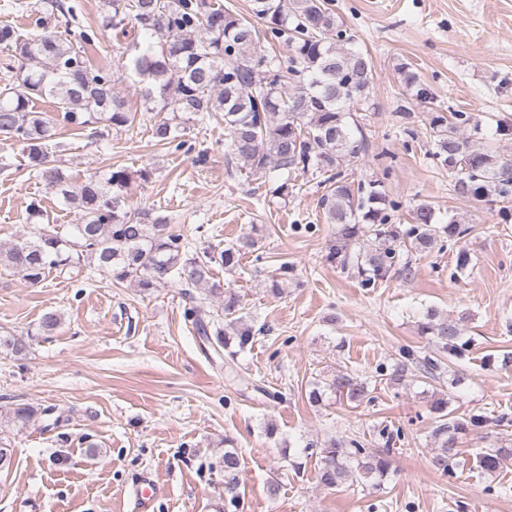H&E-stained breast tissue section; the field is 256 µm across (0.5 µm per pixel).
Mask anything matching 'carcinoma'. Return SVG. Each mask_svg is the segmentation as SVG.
<instances>
[{
	"mask_svg": "<svg viewBox=\"0 0 512 512\" xmlns=\"http://www.w3.org/2000/svg\"><path fill=\"white\" fill-rule=\"evenodd\" d=\"M250 16L240 15L214 0H109L111 25L129 21L152 32L157 48H150L121 65L143 85L147 102H160L171 118L152 127L151 136L161 146H182L180 127L191 116L222 119L229 154L241 168L257 179L272 167L291 172H311L324 193L320 198L327 223L336 233L327 246L325 261L353 274L361 287L376 288L395 273L414 276L412 253L445 247L440 237L457 243L468 234L454 218L442 227L435 223L432 204L416 205L412 223H392L402 203L393 198L380 179L358 178L345 167L368 150V140L358 124H350L358 106L365 102L372 84V58L353 49L355 35L339 24L328 0H250ZM61 0H47L38 17L41 32L23 37L9 26L0 27V44L9 47L4 63V85L0 86V137L24 145L26 168L56 188L64 204L79 208L78 223L66 239L49 230L22 243L0 244V273L37 284L45 272L78 279L85 269L104 273L113 280H138L141 288H158L178 278L190 307L187 316L196 333L215 336L227 345L221 317L208 310L202 299L190 292L207 284L210 267L220 263L233 267L256 246L244 235L223 250L208 247L190 253L182 235L168 230L165 219L146 223L148 214L131 212L125 189L131 180L119 168L103 175L93 173L72 186L52 165L48 146L59 124L78 129L104 123L112 128L129 126L135 115L112 93V67L92 59L94 39L86 32L66 38L49 21L66 16ZM264 22L255 28L251 18ZM284 44L288 55L265 53L264 44ZM50 99L59 112L50 116L38 102ZM430 127L435 140L432 159L455 173L456 183L466 187L460 194L476 202L512 196V159L476 146L459 126L437 112ZM209 294L224 296V317L246 347L255 328L239 316L242 301L230 290L215 285ZM421 335L437 350L460 357L466 344L460 342L462 328L430 308L419 324ZM29 347L21 336H0V349L21 354ZM434 376L441 360L421 357L405 348L392 371L379 367L376 373L399 384L409 368ZM326 388L346 400L372 402L367 382L349 373H338ZM448 400H431L438 414L433 429V464L444 475L459 466L458 435L479 430L504 417L472 414L456 420L445 414ZM46 411L19 403L5 412L8 422L27 427ZM382 448H365L361 437L309 442L302 453L319 456L318 483L328 489L361 479L382 480L390 473V454L404 438L399 427L383 426ZM512 461V448H491L477 459L487 474L500 471ZM224 495L238 506L240 458L224 451Z\"/></svg>",
	"mask_w": 512,
	"mask_h": 512,
	"instance_id": "carcinoma-1",
	"label": "carcinoma"
}]
</instances>
